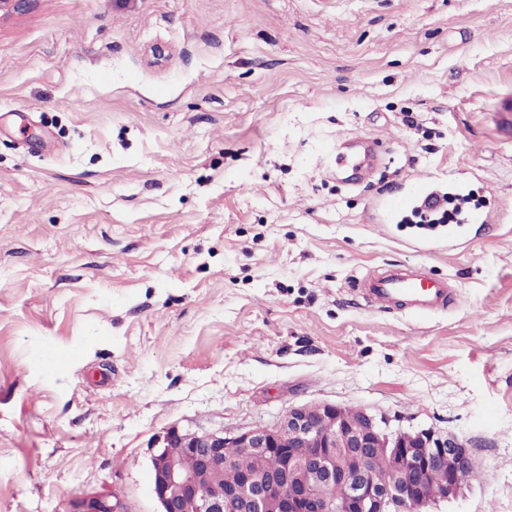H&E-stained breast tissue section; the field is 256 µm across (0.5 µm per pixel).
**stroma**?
<instances>
[{"instance_id": "stroma-1", "label": "stroma", "mask_w": 512, "mask_h": 512, "mask_svg": "<svg viewBox=\"0 0 512 512\" xmlns=\"http://www.w3.org/2000/svg\"><path fill=\"white\" fill-rule=\"evenodd\" d=\"M467 67H460V59ZM512 0H34L0 18V512H157L172 429L335 402L479 470L512 512ZM380 144L346 183L335 140ZM431 177L492 211L454 249L368 208ZM424 265L462 306L367 307ZM68 512H124V510L117 500L112 501V495H110L75 499Z\"/></svg>"}]
</instances>
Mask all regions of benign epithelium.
Wrapping results in <instances>:
<instances>
[{"label":"benign epithelium","mask_w":512,"mask_h":512,"mask_svg":"<svg viewBox=\"0 0 512 512\" xmlns=\"http://www.w3.org/2000/svg\"><path fill=\"white\" fill-rule=\"evenodd\" d=\"M269 457L267 475L224 466ZM385 467L382 480L372 464ZM476 472L468 448L428 431L389 433L366 410L322 403L292 406L274 425L234 435L172 430L151 457L159 512H423L454 497ZM341 490L334 500L326 485ZM68 512H124L112 497H85Z\"/></svg>","instance_id":"benign-epithelium-1"}]
</instances>
